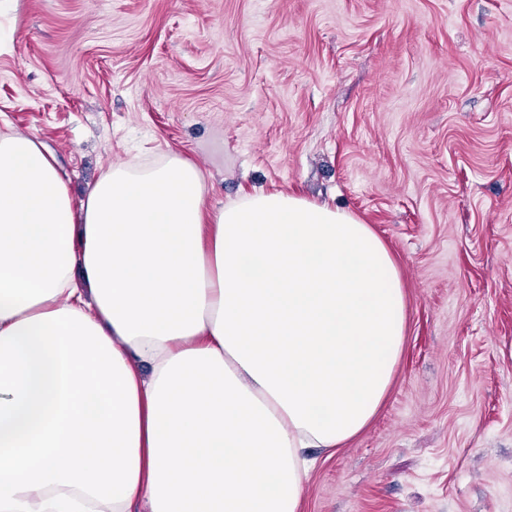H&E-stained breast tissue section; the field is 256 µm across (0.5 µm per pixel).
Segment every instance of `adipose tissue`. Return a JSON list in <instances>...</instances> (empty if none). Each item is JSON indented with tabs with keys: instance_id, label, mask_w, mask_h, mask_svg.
<instances>
[{
	"instance_id": "obj_1",
	"label": "adipose tissue",
	"mask_w": 512,
	"mask_h": 512,
	"mask_svg": "<svg viewBox=\"0 0 512 512\" xmlns=\"http://www.w3.org/2000/svg\"><path fill=\"white\" fill-rule=\"evenodd\" d=\"M395 259L354 213L254 190L207 210L171 152L74 204L0 133V512H299L403 351Z\"/></svg>"
}]
</instances>
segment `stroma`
Instances as JSON below:
<instances>
[{
	"label": "stroma",
	"mask_w": 512,
	"mask_h": 512,
	"mask_svg": "<svg viewBox=\"0 0 512 512\" xmlns=\"http://www.w3.org/2000/svg\"><path fill=\"white\" fill-rule=\"evenodd\" d=\"M0 132L75 198L176 152L208 206L326 201L399 261L404 353L302 512H512V0H18Z\"/></svg>",
	"instance_id": "stroma-1"
}]
</instances>
